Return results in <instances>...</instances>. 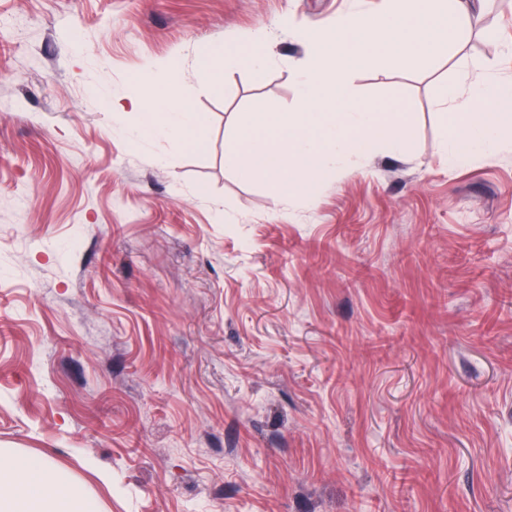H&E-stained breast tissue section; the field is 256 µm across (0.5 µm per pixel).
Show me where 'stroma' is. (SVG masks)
Segmentation results:
<instances>
[{"mask_svg": "<svg viewBox=\"0 0 512 512\" xmlns=\"http://www.w3.org/2000/svg\"><path fill=\"white\" fill-rule=\"evenodd\" d=\"M353 0H0V449L98 512H512V143L449 166L443 86L512 78V0L465 59L358 67L412 145L275 204L224 162L298 107ZM266 26L275 62L194 60ZM175 62L204 147L105 106Z\"/></svg>", "mask_w": 512, "mask_h": 512, "instance_id": "obj_1", "label": "stroma"}]
</instances>
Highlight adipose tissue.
Listing matches in <instances>:
<instances>
[{
  "mask_svg": "<svg viewBox=\"0 0 512 512\" xmlns=\"http://www.w3.org/2000/svg\"><path fill=\"white\" fill-rule=\"evenodd\" d=\"M274 61L269 33L260 26L249 33L245 43L217 45L195 64L210 78L213 91L223 88L224 72L234 65H246L260 73ZM137 92L112 101L113 110L136 114L141 135L177 138L187 147L200 148L206 140L202 118L189 106L178 69L166 62L151 64L136 79ZM440 111H452L446 130L448 163L461 165L473 156H491L506 138L512 137V81L494 76L474 80L464 87L449 86L442 93ZM0 512H90L81 488L49 461L25 470L17 463L0 465Z\"/></svg>",
  "mask_w": 512,
  "mask_h": 512,
  "instance_id": "ef3b65f1",
  "label": "adipose tissue"
}]
</instances>
